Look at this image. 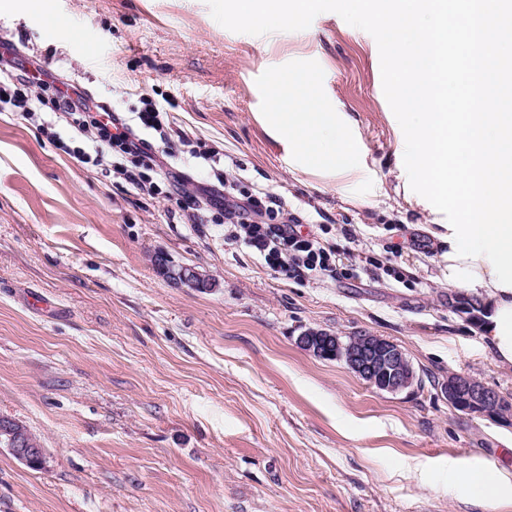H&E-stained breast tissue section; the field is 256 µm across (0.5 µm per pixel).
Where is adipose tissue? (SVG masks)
<instances>
[{"label": "adipose tissue", "mask_w": 512, "mask_h": 512, "mask_svg": "<svg viewBox=\"0 0 512 512\" xmlns=\"http://www.w3.org/2000/svg\"><path fill=\"white\" fill-rule=\"evenodd\" d=\"M311 0H229L224 20L274 31L296 24ZM356 22L375 25L388 55L416 76L406 95L402 150L433 195L452 201L455 223L437 238L444 280L475 298L478 328L496 363L512 369V132L477 92L493 85L495 62L512 57V16L503 0H346ZM264 121L299 170L350 179L362 168L350 117L317 112L294 82L279 78ZM463 485L496 512L512 478L488 467L452 464Z\"/></svg>", "instance_id": "1"}]
</instances>
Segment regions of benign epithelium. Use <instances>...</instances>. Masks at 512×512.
Returning <instances> with one entry per match:
<instances>
[{"mask_svg": "<svg viewBox=\"0 0 512 512\" xmlns=\"http://www.w3.org/2000/svg\"><path fill=\"white\" fill-rule=\"evenodd\" d=\"M175 276L191 288H213L210 281L190 267L180 268ZM297 344L316 357H333L345 364L368 386L381 392H403L414 388L419 382L404 351L380 336L363 333L343 340L331 334L323 336L319 331L310 329L298 336ZM446 396L448 404L456 410L491 419L506 417L497 392L471 377L448 374ZM508 421L511 422L512 418H508ZM1 434L7 437L11 453L21 463L32 469L46 467L45 450L40 441L30 442L29 431L19 420L1 415Z\"/></svg>", "mask_w": 512, "mask_h": 512, "instance_id": "7a95c632", "label": "benign epithelium"}]
</instances>
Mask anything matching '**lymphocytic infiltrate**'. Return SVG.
<instances>
[{"label":"lymphocytic infiltrate","mask_w":512,"mask_h":512,"mask_svg":"<svg viewBox=\"0 0 512 512\" xmlns=\"http://www.w3.org/2000/svg\"><path fill=\"white\" fill-rule=\"evenodd\" d=\"M49 90L54 93V110L71 118L76 132L95 148L111 151L117 158L113 173L141 194L154 198L169 194L175 185L187 183L184 172L166 170L155 146L136 133L140 127L163 132V114L152 102H145L131 121L116 112L102 118L84 96L51 90L49 82L40 77L17 75L5 69L0 71V112L35 114ZM124 155L138 157L139 170L124 167L120 161ZM184 200L190 207L203 204L214 209L223 219L225 242L249 249L275 273L298 279L332 277L337 273L334 250L326 247L314 231H302L299 218L286 212L276 194L266 191L240 197L235 183L222 178L216 186L185 194Z\"/></svg>","instance_id":"f902f5d3"}]
</instances>
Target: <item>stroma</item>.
<instances>
[{"mask_svg":"<svg viewBox=\"0 0 512 512\" xmlns=\"http://www.w3.org/2000/svg\"><path fill=\"white\" fill-rule=\"evenodd\" d=\"M29 0L0 12L14 73L39 64L99 105L150 100L207 151L190 174L237 178L324 226L340 266L396 273L286 279L224 241L208 209L151 198L66 151L50 108L0 112V414L45 450L34 471L0 447V512H486L448 465L512 472V425L453 409L452 373L512 402V370L448 301L434 225L401 152L406 79L345 0H313L269 34L224 21V0ZM324 90L352 118L360 177L293 170L262 126L271 81ZM163 256L166 267L154 259ZM189 266L207 291L168 277ZM397 344L421 383L391 394L298 347L306 330Z\"/></svg>","mask_w":512,"mask_h":512,"instance_id":"1","label":"stroma"}]
</instances>
